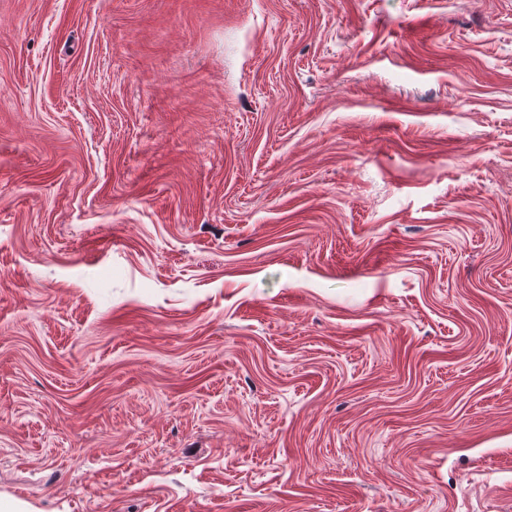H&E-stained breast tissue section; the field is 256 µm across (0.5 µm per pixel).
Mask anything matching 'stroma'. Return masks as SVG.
I'll return each instance as SVG.
<instances>
[{"mask_svg":"<svg viewBox=\"0 0 512 512\" xmlns=\"http://www.w3.org/2000/svg\"><path fill=\"white\" fill-rule=\"evenodd\" d=\"M0 499L512 512V0H0Z\"/></svg>","mask_w":512,"mask_h":512,"instance_id":"stroma-1","label":"stroma"}]
</instances>
